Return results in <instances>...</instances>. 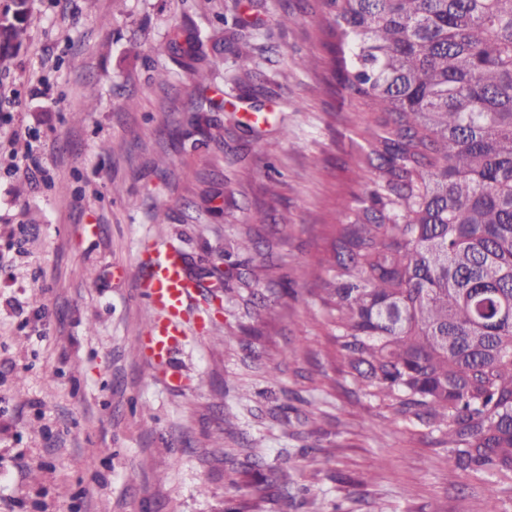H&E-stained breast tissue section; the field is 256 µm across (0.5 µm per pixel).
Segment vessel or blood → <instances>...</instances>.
<instances>
[{
	"instance_id": "vessel-or-blood-1",
	"label": "vessel or blood",
	"mask_w": 512,
	"mask_h": 512,
	"mask_svg": "<svg viewBox=\"0 0 512 512\" xmlns=\"http://www.w3.org/2000/svg\"><path fill=\"white\" fill-rule=\"evenodd\" d=\"M137 286L158 311L148 325L145 344L150 359L160 363L186 336L183 314L197 284L185 271L181 250L171 245L155 253L146 271L140 273Z\"/></svg>"
}]
</instances>
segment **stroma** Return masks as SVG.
<instances>
[{"label": "stroma", "mask_w": 512, "mask_h": 512, "mask_svg": "<svg viewBox=\"0 0 512 512\" xmlns=\"http://www.w3.org/2000/svg\"><path fill=\"white\" fill-rule=\"evenodd\" d=\"M29 7L0 62V512H224L246 482L264 512H512L351 380L298 278L370 184L354 158L376 121L300 68L322 55L313 0ZM182 23L247 62L218 55L194 83L162 51ZM169 244L201 293L155 366L137 343L153 310L112 271Z\"/></svg>", "instance_id": "1"}]
</instances>
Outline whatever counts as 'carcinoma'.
Returning <instances> with one entry per match:
<instances>
[{
	"mask_svg": "<svg viewBox=\"0 0 512 512\" xmlns=\"http://www.w3.org/2000/svg\"><path fill=\"white\" fill-rule=\"evenodd\" d=\"M348 101L379 113L355 160L372 188L312 276L349 376L448 436L455 476L512 497V0H316ZM28 0L0 59L29 38ZM168 60L200 81L232 49L173 27Z\"/></svg>",
	"mask_w": 512,
	"mask_h": 512,
	"instance_id": "obj_1",
	"label": "carcinoma"
}]
</instances>
